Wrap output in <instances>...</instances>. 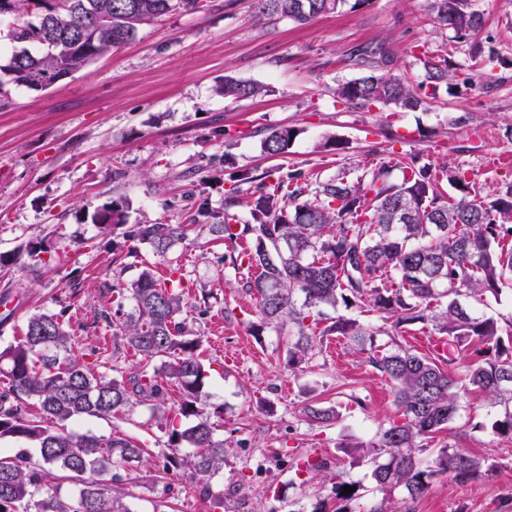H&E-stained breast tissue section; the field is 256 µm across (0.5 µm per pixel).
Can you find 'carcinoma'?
I'll return each mask as SVG.
<instances>
[{"mask_svg":"<svg viewBox=\"0 0 512 512\" xmlns=\"http://www.w3.org/2000/svg\"><path fill=\"white\" fill-rule=\"evenodd\" d=\"M348 0H257L256 18L274 16L298 24L342 10ZM200 0H0V17L14 18L12 41L38 47L15 51L7 72L32 91L81 70L97 56L132 40L139 26L176 10L193 11ZM434 21L466 39L484 26L471 0H428ZM95 13L99 25L74 20ZM36 15L38 23L23 21ZM378 50L355 49L361 76L336 88L355 110L395 107L413 110L436 101L451 87L455 72L448 54L427 55L423 78L383 76L373 71ZM261 87L228 79L224 96L244 100ZM294 133L274 129L262 140L263 153H288ZM400 172L394 176V172ZM447 183L453 193L442 188ZM249 218L233 224H202L210 213L198 205L187 224H136L126 230L124 207L110 203L95 217L100 233L122 235L148 245L168 263L159 283L152 268L118 291L132 310L117 309L105 320L141 356L137 372L118 379L88 370L76 354L77 333L51 310L31 314L22 335L0 347V440L32 443L37 457L0 448V512H136L124 502L135 495L117 484L120 472L146 470L158 490L154 512H166L171 480L189 473L201 496H211L209 478L224 465L232 445L213 435L203 392L208 377L198 350L201 339L179 320L184 275L168 260L190 233L247 246L229 254L235 269L248 271L242 288L257 300L249 332L259 338L273 328L286 336L285 364L295 374L314 368L324 340L340 336L355 354L391 381L396 413L366 441L340 440L336 447L374 465L382 494L368 512H399L391 492L421 496L430 480L449 473L458 483L494 470L487 458L431 441L448 430L470 393L494 408L493 434L512 439V316L495 318L475 305L499 300L512 280V181L484 196L467 172L444 167L433 172L412 158L381 161L359 175L345 169L311 188L302 175L262 181L247 202ZM356 310L350 315L340 309ZM421 324L444 339L450 351L470 356L461 373L441 367V353L419 354L389 335L387 324ZM181 391L175 417L165 423L162 464L131 436H96L68 430L83 417L112 419L140 405L151 412L166 404L170 384ZM310 426H328L340 416L334 406L312 402L303 408ZM196 418L182 425L183 418ZM329 469L321 458L304 456L294 481L303 487ZM355 488L343 493L345 486ZM361 486L349 473L336 475L320 512H352L348 503Z\"/></svg>","mask_w":512,"mask_h":512,"instance_id":"obj_1","label":"carcinoma"}]
</instances>
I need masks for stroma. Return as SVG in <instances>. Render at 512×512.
<instances>
[{"label": "stroma", "instance_id": "obj_1", "mask_svg": "<svg viewBox=\"0 0 512 512\" xmlns=\"http://www.w3.org/2000/svg\"><path fill=\"white\" fill-rule=\"evenodd\" d=\"M485 25L456 40L432 21L426 0H363L307 25L280 18L257 21L254 0H205L139 27L135 38L42 92L16 87L0 71L10 104L0 110V252L42 237L55 254L50 267L0 271V347L21 335L32 313L67 306L79 336L83 364L103 363L131 374L140 357L113 335L104 314L117 308L116 288L151 265L159 279L168 267L143 244L101 235L93 222L105 204L124 205L128 224H179L199 201L215 214L248 218L254 191L241 172L286 175L302 171L308 183L339 169L362 170L384 158H417L439 168L462 167L481 193L512 179V0H472ZM448 50L456 71L451 89L427 107L354 111L336 97L338 84L360 74L352 53L381 47L377 74L417 75L421 45ZM256 84L247 100L225 97V79ZM294 129L287 154L267 157L263 138ZM239 206L225 208L227 196ZM209 235L173 247L184 274L187 328L202 338L208 371L204 390L215 438L230 442L224 467L209 484L224 505L246 512H293L312 506L329 483L291 485L301 456L328 459L329 475L350 472L371 486L372 466L351 464L336 446L341 436L370 439L394 415L390 380L352 353L343 338L324 347L311 372L295 376L285 365V338L275 330L254 337L256 301L242 291L241 272L221 264L229 253ZM206 315H199L201 302ZM340 412L337 424L307 425L300 414L310 398ZM273 404L266 412L265 404ZM490 407L470 395L459 418L440 438L479 457L497 460L489 477L463 484L433 478L427 492L405 501L407 512H512V440L487 424ZM161 418L141 407L109 420L83 418L74 430L127 434L159 458L166 436ZM272 456L280 468L239 485L253 460Z\"/></svg>", "mask_w": 512, "mask_h": 512}]
</instances>
